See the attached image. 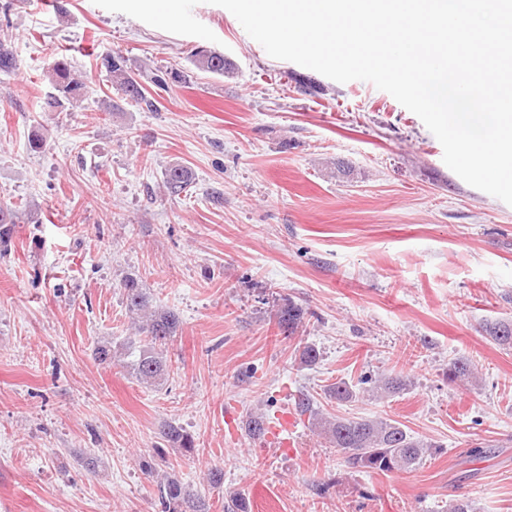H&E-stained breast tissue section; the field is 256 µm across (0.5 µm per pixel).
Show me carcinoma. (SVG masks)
<instances>
[{
    "mask_svg": "<svg viewBox=\"0 0 512 512\" xmlns=\"http://www.w3.org/2000/svg\"><path fill=\"white\" fill-rule=\"evenodd\" d=\"M197 66L209 72L225 75L234 70L233 63L223 55L200 49L194 54ZM102 64L112 76V82L120 87L126 99L149 111L158 107L155 99L141 82L128 71L123 55H107ZM17 68V56L9 34L0 33V72H10ZM56 76L55 88L58 95L47 102V107L56 108L63 101H72L80 94L81 85L71 75L70 63L65 58L53 62ZM191 184L188 169L180 164L170 166L165 173V185L170 192L179 194ZM0 244L11 240L16 213L0 206ZM127 310L130 316L141 320L137 331L145 336L147 346L140 350L132 369L138 381L154 384L160 381L168 369L164 349L179 327V315L169 309L156 308L143 289L129 280L125 283ZM306 310L290 300L282 304L276 312V324L281 333L294 334L305 322ZM485 335L500 346L512 345V321H490L484 325ZM477 367L457 359L448 367V381L477 382ZM405 383L399 377H384L375 386L376 393L384 396L404 389ZM329 399L345 401L353 397L354 391L344 382H336L326 389ZM314 426L324 434L329 442L342 453L345 463L354 469L367 472L390 473L408 470L420 465L424 458L432 454L434 445L421 441L401 427L400 424L381 418L348 419L339 416H313ZM269 421L264 414H251L245 420L247 435L261 440L268 430ZM160 437L172 448L185 453L195 451V440L182 427L173 423L161 426ZM158 512H210L209 502L191 493L188 487L176 476L165 475L157 485Z\"/></svg>",
    "mask_w": 512,
    "mask_h": 512,
    "instance_id": "carcinoma-1",
    "label": "carcinoma"
}]
</instances>
